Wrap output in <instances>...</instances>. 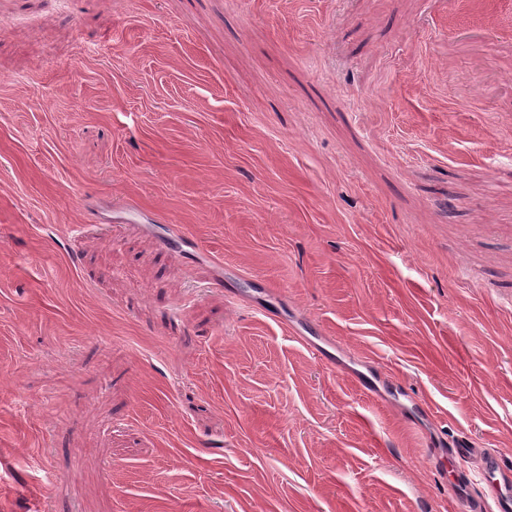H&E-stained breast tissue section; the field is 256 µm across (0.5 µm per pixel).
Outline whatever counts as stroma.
I'll return each mask as SVG.
<instances>
[{"label": "stroma", "mask_w": 512, "mask_h": 512, "mask_svg": "<svg viewBox=\"0 0 512 512\" xmlns=\"http://www.w3.org/2000/svg\"><path fill=\"white\" fill-rule=\"evenodd\" d=\"M441 436L512 466V0H0V512H462ZM357 382L361 388L364 390L375 394L377 397L384 399L388 398V393H393L397 396L401 395L406 397L410 402V409L413 410L414 413H421L422 411L425 412V409L423 407V404L416 400H410L404 387L401 386L398 383L393 382L392 380H387V384H385V381L381 375L379 374H366L363 372H360L356 375Z\"/></svg>", "instance_id": "1"}]
</instances>
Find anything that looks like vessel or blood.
Segmentation results:
<instances>
[{"instance_id":"1","label":"vessel or blood","mask_w":512,"mask_h":512,"mask_svg":"<svg viewBox=\"0 0 512 512\" xmlns=\"http://www.w3.org/2000/svg\"><path fill=\"white\" fill-rule=\"evenodd\" d=\"M356 379L361 388L382 399L391 393L399 396L405 392L403 386L384 381L379 374L362 372ZM446 455L452 467L448 492L460 501L464 512H512V468L504 465L498 450L478 448L471 439L461 438L449 443ZM475 473L485 484L480 497L467 493Z\"/></svg>"}]
</instances>
